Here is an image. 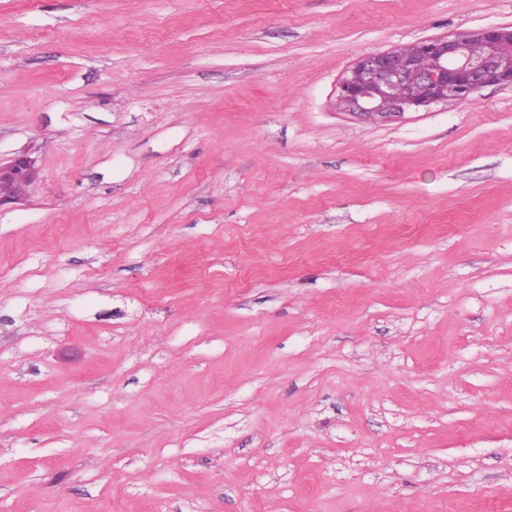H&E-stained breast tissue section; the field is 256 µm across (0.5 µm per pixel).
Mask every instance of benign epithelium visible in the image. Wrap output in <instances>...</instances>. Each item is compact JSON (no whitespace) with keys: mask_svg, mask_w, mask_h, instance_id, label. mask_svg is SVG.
I'll return each mask as SVG.
<instances>
[{"mask_svg":"<svg viewBox=\"0 0 512 512\" xmlns=\"http://www.w3.org/2000/svg\"><path fill=\"white\" fill-rule=\"evenodd\" d=\"M475 43L483 47L479 54L472 51ZM416 48L435 60L434 67H419L401 48L359 57L338 83L340 105L376 123H390L432 104L467 102L486 86L512 87L511 26L427 39ZM38 174L37 158L28 151L0 159V207L23 201Z\"/></svg>","mask_w":512,"mask_h":512,"instance_id":"obj_1","label":"benign epithelium"}]
</instances>
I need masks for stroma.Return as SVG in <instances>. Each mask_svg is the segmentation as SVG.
<instances>
[{"label": "stroma", "instance_id": "1", "mask_svg": "<svg viewBox=\"0 0 512 512\" xmlns=\"http://www.w3.org/2000/svg\"><path fill=\"white\" fill-rule=\"evenodd\" d=\"M512 0H0V512H512V88L360 56ZM473 43L482 45L483 50L473 46L481 53L472 51ZM406 48L359 57L338 83L340 105L376 123H390L432 104L467 102L486 86L512 87L511 26L459 32ZM416 48L435 60L433 68H420L404 54H415ZM363 74L371 79L363 81ZM38 174L37 158L28 151L16 153L5 160L0 157V208L23 201Z\"/></svg>", "mask_w": 512, "mask_h": 512}]
</instances>
